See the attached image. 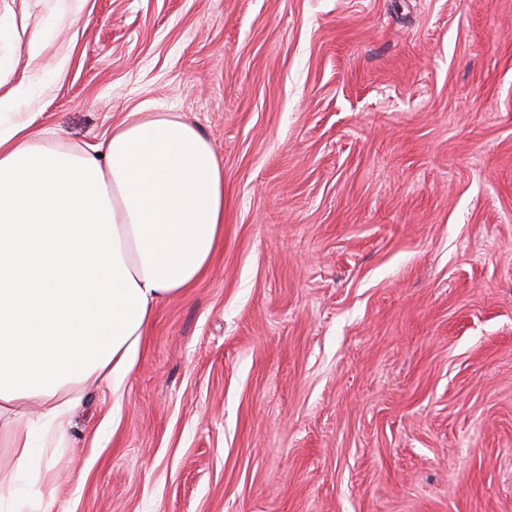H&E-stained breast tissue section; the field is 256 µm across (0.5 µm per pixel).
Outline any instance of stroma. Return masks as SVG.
I'll list each match as a JSON object with an SVG mask.
<instances>
[{"label": "stroma", "instance_id": "35a3bbf8", "mask_svg": "<svg viewBox=\"0 0 512 512\" xmlns=\"http://www.w3.org/2000/svg\"><path fill=\"white\" fill-rule=\"evenodd\" d=\"M0 62L59 149L140 110L224 165L52 512H512V0H0Z\"/></svg>", "mask_w": 512, "mask_h": 512}]
</instances>
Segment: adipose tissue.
I'll return each mask as SVG.
<instances>
[{
  "label": "adipose tissue",
  "mask_w": 512,
  "mask_h": 512,
  "mask_svg": "<svg viewBox=\"0 0 512 512\" xmlns=\"http://www.w3.org/2000/svg\"><path fill=\"white\" fill-rule=\"evenodd\" d=\"M0 96V512L55 492L40 440H64L87 384L131 376L160 300L224 243V166L191 124L129 113L62 152Z\"/></svg>",
  "instance_id": "adipose-tissue-1"
}]
</instances>
